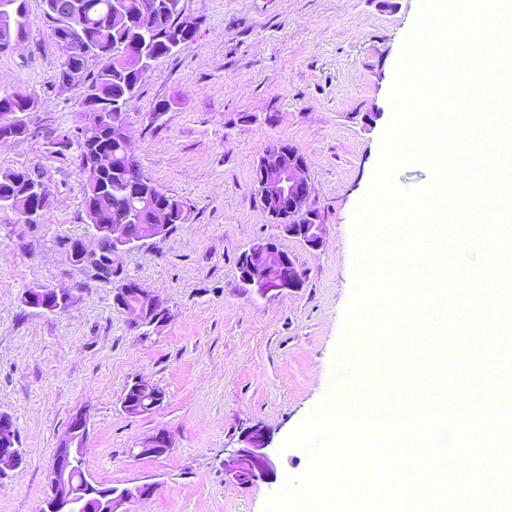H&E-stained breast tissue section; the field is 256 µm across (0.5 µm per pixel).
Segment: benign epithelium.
<instances>
[{
	"instance_id": "7a95c632",
	"label": "benign epithelium",
	"mask_w": 512,
	"mask_h": 512,
	"mask_svg": "<svg viewBox=\"0 0 512 512\" xmlns=\"http://www.w3.org/2000/svg\"><path fill=\"white\" fill-rule=\"evenodd\" d=\"M122 57L141 65L149 62L146 45L140 40L126 42ZM256 172V193L261 208L273 219L284 224L289 236L306 247L317 250L324 243V225L316 210L311 207V185L307 177V163L303 154L294 146L274 143L260 157ZM112 229V253L147 244L166 235L170 227L168 212L160 211L147 225V236L130 239L122 224L89 225L93 237H99L103 228ZM73 259L90 269L96 277L111 279L107 268L94 262L96 251L78 244ZM243 284L259 296L281 295L301 286L295 263L288 253L274 242L258 243L242 252ZM116 303L137 327H151L168 318L164 302L153 293L128 284L117 289ZM26 305L50 311L68 304L69 292L64 289L40 288L25 296ZM130 389L141 395V401L124 398V410L133 415L149 413L161 405L163 391L145 378H137ZM89 435L87 413H74L67 431L55 448L50 478V495L43 512H122L125 502L146 499L155 492V484L144 482L121 490H98L97 483L86 474L78 472L79 460ZM243 446L235 448L224 459V475L233 483L252 485L276 480L271 459L269 437L260 426L248 428L242 436ZM171 448L169 435L157 431L130 449L134 457L153 458L167 454ZM22 454L16 447L14 425L10 417L0 415V469H12L21 464Z\"/></svg>"
}]
</instances>
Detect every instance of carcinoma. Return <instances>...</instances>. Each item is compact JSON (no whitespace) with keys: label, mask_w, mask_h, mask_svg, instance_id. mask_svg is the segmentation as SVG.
I'll use <instances>...</instances> for the list:
<instances>
[{"label":"carcinoma","mask_w":512,"mask_h":512,"mask_svg":"<svg viewBox=\"0 0 512 512\" xmlns=\"http://www.w3.org/2000/svg\"><path fill=\"white\" fill-rule=\"evenodd\" d=\"M51 19V35L63 51L55 79L68 77L80 87V125L71 134L58 138L57 145H77L79 165L84 175L83 195L86 223L103 218L120 223L130 207L141 209L143 226L134 235L146 232L149 216L158 210L173 209V224L185 221V206L177 196L159 189L149 178L141 183L124 177L126 149L112 140V122L130 118L138 88L151 67L135 68L120 58L122 46L138 32L148 31L153 39V59L171 55L170 30L180 26L184 14L182 0H124V13L112 12V0H42ZM0 31L26 34L27 0H0ZM37 99L23 92L0 96V138H21L30 134L24 116L37 110ZM40 173L30 169L0 174V208L17 214L23 223L36 224L47 205L45 198H33L30 185Z\"/></svg>","instance_id":"obj_1"}]
</instances>
